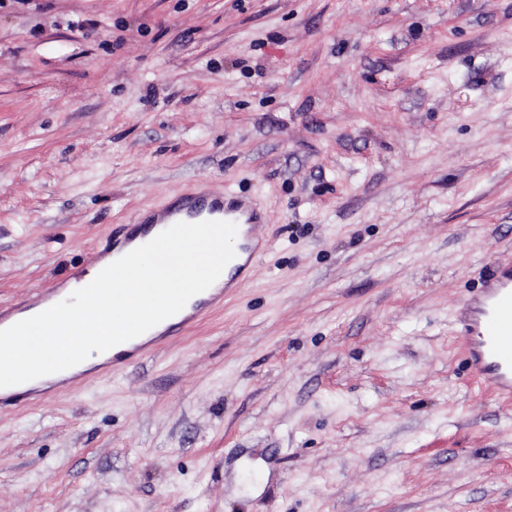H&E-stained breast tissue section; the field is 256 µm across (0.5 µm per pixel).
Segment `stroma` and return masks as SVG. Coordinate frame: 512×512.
I'll return each mask as SVG.
<instances>
[{"mask_svg":"<svg viewBox=\"0 0 512 512\" xmlns=\"http://www.w3.org/2000/svg\"><path fill=\"white\" fill-rule=\"evenodd\" d=\"M200 187L247 273L0 406V512H512L455 339L512 264V0H0V312ZM205 220L230 221L237 226V236L234 243L235 257L228 263L219 277V279H222L224 271L229 269L230 278L228 282H230L238 278L242 269L251 263L256 252L253 242L258 228L263 223L262 216L258 213L252 201L235 195L188 199L178 208L168 209L161 213L158 219L154 218L149 223L140 224H161L157 233L150 239L152 240L159 233L178 222L197 223ZM242 258H244V263L239 264L238 261ZM107 358V353L92 346L87 350L83 358L75 365H73L70 369L66 371H57L55 373L53 371H49L45 376L37 378L28 388L39 385L44 380H54L56 378H64L71 376L74 373L89 369L93 365L107 360Z\"/></svg>","mask_w":512,"mask_h":512,"instance_id":"stroma-1","label":"stroma"}]
</instances>
